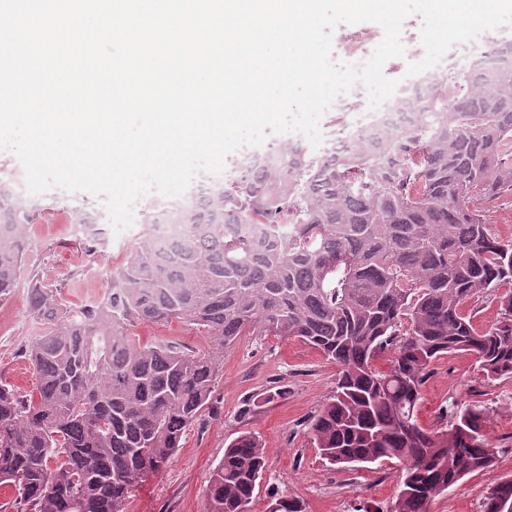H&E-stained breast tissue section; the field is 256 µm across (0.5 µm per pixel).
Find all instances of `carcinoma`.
Instances as JSON below:
<instances>
[{
  "label": "carcinoma",
  "instance_id": "1",
  "mask_svg": "<svg viewBox=\"0 0 512 512\" xmlns=\"http://www.w3.org/2000/svg\"><path fill=\"white\" fill-rule=\"evenodd\" d=\"M512 191V63L462 84H435L415 125L353 138L337 158L290 143L209 193L168 246L156 219L112 278L107 297L74 308L31 279L28 312L47 325L29 359L37 385L0 381V484L16 512H126L209 403L224 351L255 332L288 336L336 363L334 394L309 424L323 459L342 469L396 459L390 512H429L463 477L493 466L491 410L453 403L441 428L415 419L432 363L468 352L489 380L512 377V289L478 329L462 306L512 284V238L491 221ZM33 219L0 209V299L24 273ZM244 224L267 230L245 235ZM174 319L201 330L206 351L142 344L133 328ZM395 356L381 371L374 361ZM269 463L242 432L205 489V512H251ZM512 503V479L483 512ZM268 512H304L292 496Z\"/></svg>",
  "mask_w": 512,
  "mask_h": 512
}]
</instances>
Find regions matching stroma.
<instances>
[{
  "instance_id": "stroma-1",
  "label": "stroma",
  "mask_w": 512,
  "mask_h": 512,
  "mask_svg": "<svg viewBox=\"0 0 512 512\" xmlns=\"http://www.w3.org/2000/svg\"><path fill=\"white\" fill-rule=\"evenodd\" d=\"M491 37L500 44L512 41V26L481 33L450 50L460 80L474 76ZM359 120L356 114L325 113L319 123L322 142L317 148L300 134L273 135L265 145L298 143L317 157L329 147L337 122H344L347 134L352 135ZM22 177L16 156L0 151V183L8 185L36 214L28 227V274L20 278L8 300L0 301V379L26 392L36 383L27 352L46 330L42 321L27 312L30 277L60 289L74 307L102 300L113 273L125 264L144 232L145 217L155 209L147 195L131 227L122 232L108 224L95 235L70 230L65 222L73 218L76 201L56 187L43 195L29 194L20 184ZM134 337L144 344L171 342L200 352L208 348L202 332L177 320L140 325ZM335 378V364L299 339L256 334L240 337L224 353L208 405L186 428L167 467L146 478L130 496L127 512H205L203 489L209 475L229 441L244 431L260 436L270 453L252 512H266L273 492L300 499L305 512H389L400 491L399 461H384L369 469H334L312 443L308 423L331 395ZM456 400H481L493 408L488 433L497 445L496 459L492 468L465 476L437 497L431 512H481L487 489L512 479V378L487 380L473 355L449 354L430 367L417 411L419 425L442 426V410Z\"/></svg>"
}]
</instances>
